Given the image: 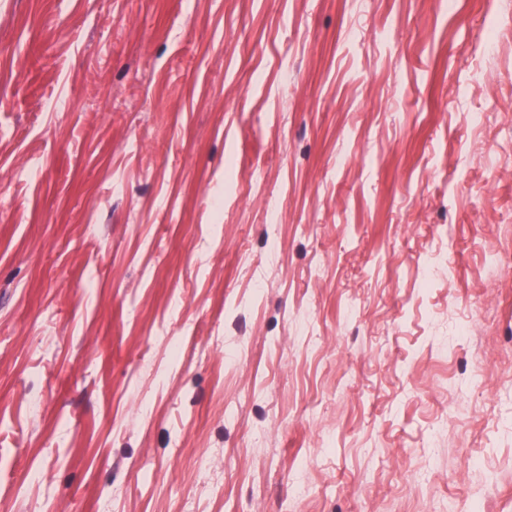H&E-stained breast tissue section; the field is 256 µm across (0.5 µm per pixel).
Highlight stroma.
I'll list each match as a JSON object with an SVG mask.
<instances>
[{
	"instance_id": "35a3bbf8",
	"label": "stroma",
	"mask_w": 512,
	"mask_h": 512,
	"mask_svg": "<svg viewBox=\"0 0 512 512\" xmlns=\"http://www.w3.org/2000/svg\"><path fill=\"white\" fill-rule=\"evenodd\" d=\"M507 240L512 0H0V512H512Z\"/></svg>"
}]
</instances>
